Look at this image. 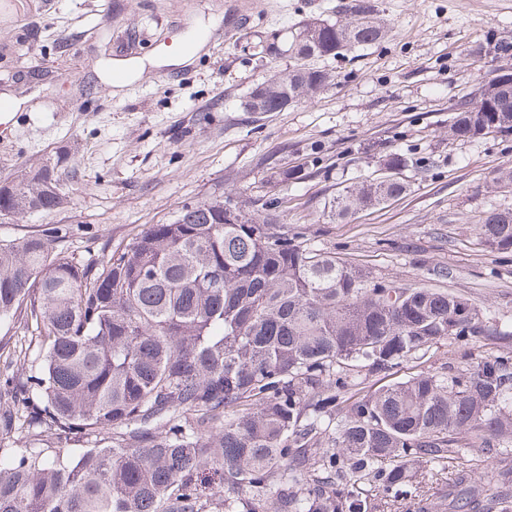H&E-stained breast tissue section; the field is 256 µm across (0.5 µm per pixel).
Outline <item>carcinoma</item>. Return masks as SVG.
<instances>
[{
    "label": "carcinoma",
    "mask_w": 512,
    "mask_h": 512,
    "mask_svg": "<svg viewBox=\"0 0 512 512\" xmlns=\"http://www.w3.org/2000/svg\"><path fill=\"white\" fill-rule=\"evenodd\" d=\"M388 33L367 0H345L291 68L244 97L245 112L311 99L334 81L315 62ZM452 119L453 137L512 132V96ZM58 165L0 187L19 220L63 203ZM361 180L328 202L338 218L407 191ZM221 222L224 195L183 207L100 259L57 251L54 227L0 243V320L31 330L0 370V512H437L417 480L495 460L448 512H512V328L469 299L373 281L288 238L267 203ZM491 250L512 249V210L481 219ZM486 341L473 365H427L445 343ZM420 370L383 380L403 362ZM79 445V452L73 446Z\"/></svg>",
    "instance_id": "cac0c4a2"
}]
</instances>
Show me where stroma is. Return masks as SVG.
<instances>
[{"label": "stroma", "mask_w": 512, "mask_h": 512, "mask_svg": "<svg viewBox=\"0 0 512 512\" xmlns=\"http://www.w3.org/2000/svg\"><path fill=\"white\" fill-rule=\"evenodd\" d=\"M343 0H0V185L46 158L65 202L0 223V241L48 227L87 259L218 193L285 212L289 238L335 253L374 280L468 298L512 326V250L492 251L477 226L512 209V133L448 137L457 104L512 56H474L487 37L512 42V0H374L384 41L325 60L335 81L309 101L249 114L241 102L280 52L251 48L299 23L335 19ZM202 41L188 63L175 50ZM122 86L111 80L121 71ZM411 158L409 189L345 219L325 202L371 179L385 155ZM298 170V180L284 178Z\"/></svg>", "instance_id": "1"}]
</instances>
